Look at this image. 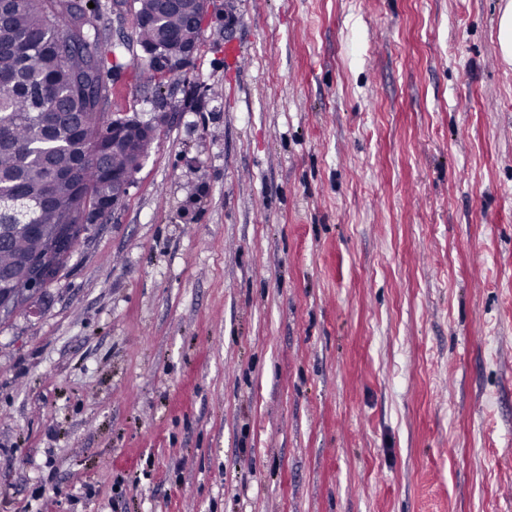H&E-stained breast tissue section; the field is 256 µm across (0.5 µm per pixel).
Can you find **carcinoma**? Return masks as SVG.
I'll use <instances>...</instances> for the list:
<instances>
[{
	"instance_id": "cac0c4a2",
	"label": "carcinoma",
	"mask_w": 512,
	"mask_h": 512,
	"mask_svg": "<svg viewBox=\"0 0 512 512\" xmlns=\"http://www.w3.org/2000/svg\"><path fill=\"white\" fill-rule=\"evenodd\" d=\"M141 46L194 42L201 30V0L166 9L160 0H133ZM78 0H0V289L11 286L22 304L34 300L19 276L22 261L55 249L61 231L89 234L105 215L96 203L112 198L115 178L136 157L150 154L154 138L135 135L92 158L109 76L104 36L84 19ZM75 237L55 256L48 283L67 269Z\"/></svg>"
}]
</instances>
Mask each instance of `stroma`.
<instances>
[{
  "mask_svg": "<svg viewBox=\"0 0 512 512\" xmlns=\"http://www.w3.org/2000/svg\"><path fill=\"white\" fill-rule=\"evenodd\" d=\"M165 119L0 320V512H512L506 0H210ZM497 40L503 60L512 64V1L502 11L497 29Z\"/></svg>",
  "mask_w": 512,
  "mask_h": 512,
  "instance_id": "stroma-1",
  "label": "stroma"
}]
</instances>
